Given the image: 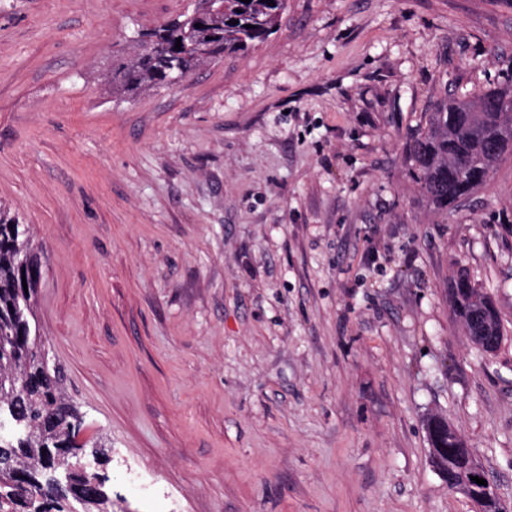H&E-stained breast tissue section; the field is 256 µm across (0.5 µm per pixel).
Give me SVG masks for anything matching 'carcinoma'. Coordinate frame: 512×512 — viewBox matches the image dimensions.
I'll list each match as a JSON object with an SVG mask.
<instances>
[{"mask_svg":"<svg viewBox=\"0 0 512 512\" xmlns=\"http://www.w3.org/2000/svg\"><path fill=\"white\" fill-rule=\"evenodd\" d=\"M286 8L287 0H224L222 14L190 12L162 23L113 66L112 80L128 91L167 85L182 68L192 72L208 62L185 58L191 46L210 41L215 59L245 52L274 32ZM404 155L406 175L421 197L437 211H456L512 159V84L442 98L408 134ZM40 278L29 226L0 207V448L10 453V464L0 466V512H112L105 479L86 463L104 457L105 446L81 437L84 416L66 394L64 375L43 361L36 325ZM448 306L464 332L476 327L485 336L479 347L498 350L505 336L498 308L463 268L448 280ZM442 420L429 415L426 433L429 444L448 449L431 459L451 483L462 472L448 470L456 444Z\"/></svg>","mask_w":512,"mask_h":512,"instance_id":"carcinoma-1","label":"carcinoma"}]
</instances>
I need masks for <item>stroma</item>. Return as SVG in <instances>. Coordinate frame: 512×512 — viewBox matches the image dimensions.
<instances>
[{
  "label": "stroma",
  "instance_id": "stroma-1",
  "mask_svg": "<svg viewBox=\"0 0 512 512\" xmlns=\"http://www.w3.org/2000/svg\"><path fill=\"white\" fill-rule=\"evenodd\" d=\"M194 0H0V204L113 512H472L440 414L512 503V161L431 210L403 143L512 73V0H288L275 33L120 92ZM496 353L452 321L457 267ZM450 315L471 336L469 330L477 327L485 341L476 343L485 352L494 353L505 336L498 308L486 288L476 283L464 268H459L448 280ZM443 419L444 417L439 414L429 415L426 419V433L430 448H435L433 447L434 441L438 446L437 448H448V452L446 453L433 452L431 449V462L433 467L442 471H448V457L456 455V444L449 440L448 435L442 429L441 421ZM462 473L463 471H448V477H446L448 479V484L451 485L453 481L457 483L459 478L462 476Z\"/></svg>",
  "mask_w": 512,
  "mask_h": 512
}]
</instances>
